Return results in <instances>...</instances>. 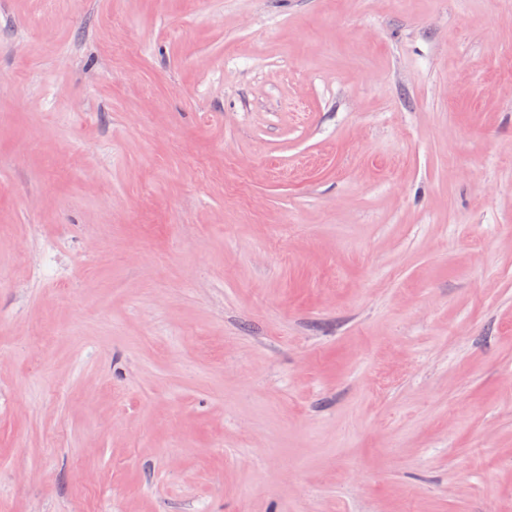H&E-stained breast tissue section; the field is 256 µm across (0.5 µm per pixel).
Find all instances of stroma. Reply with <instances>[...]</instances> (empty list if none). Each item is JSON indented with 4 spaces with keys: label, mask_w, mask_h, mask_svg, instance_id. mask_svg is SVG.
Segmentation results:
<instances>
[{
    "label": "stroma",
    "mask_w": 512,
    "mask_h": 512,
    "mask_svg": "<svg viewBox=\"0 0 512 512\" xmlns=\"http://www.w3.org/2000/svg\"><path fill=\"white\" fill-rule=\"evenodd\" d=\"M0 512H512V0H0Z\"/></svg>",
    "instance_id": "obj_1"
}]
</instances>
